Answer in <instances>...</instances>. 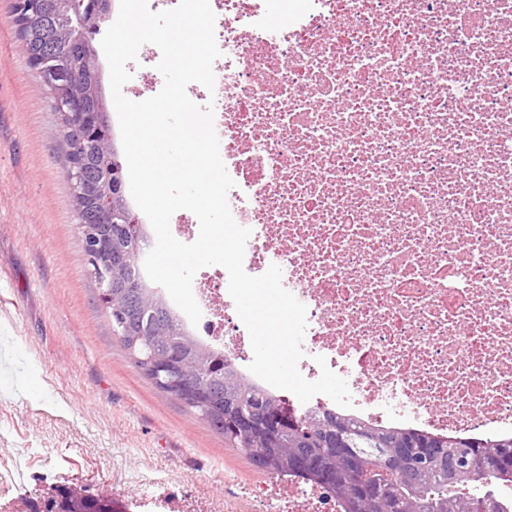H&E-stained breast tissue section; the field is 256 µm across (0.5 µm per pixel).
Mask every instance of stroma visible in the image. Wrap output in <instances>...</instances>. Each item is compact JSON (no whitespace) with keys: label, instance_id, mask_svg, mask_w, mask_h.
Listing matches in <instances>:
<instances>
[{"label":"stroma","instance_id":"35a3bbf8","mask_svg":"<svg viewBox=\"0 0 512 512\" xmlns=\"http://www.w3.org/2000/svg\"><path fill=\"white\" fill-rule=\"evenodd\" d=\"M256 467L159 392L112 332L74 224L65 147L0 0V512L57 485L143 512H224Z\"/></svg>","mask_w":512,"mask_h":512}]
</instances>
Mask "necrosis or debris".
<instances>
[{
  "label": "necrosis or debris",
  "mask_w": 512,
  "mask_h": 512,
  "mask_svg": "<svg viewBox=\"0 0 512 512\" xmlns=\"http://www.w3.org/2000/svg\"><path fill=\"white\" fill-rule=\"evenodd\" d=\"M219 150L258 276L282 284L315 356L347 382L290 407L380 427L512 436V0H209ZM291 14L287 31L268 32ZM220 266L197 272L189 332L241 374L249 333ZM265 512H342L300 484L248 489Z\"/></svg>",
  "instance_id": "4bbe7bcc"
}]
</instances>
